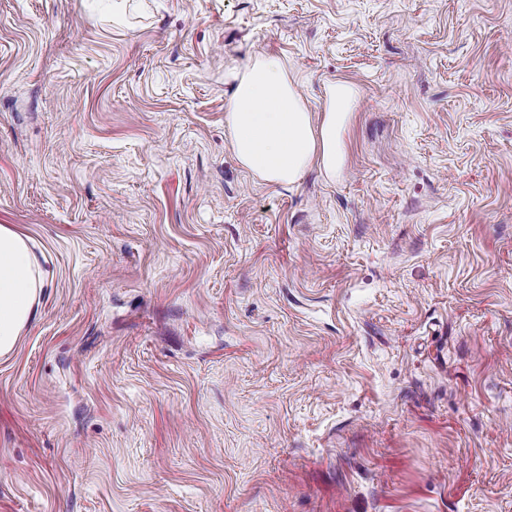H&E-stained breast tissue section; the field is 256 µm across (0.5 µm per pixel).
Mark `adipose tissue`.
I'll use <instances>...</instances> for the list:
<instances>
[{
    "instance_id": "ef3b65f1",
    "label": "adipose tissue",
    "mask_w": 512,
    "mask_h": 512,
    "mask_svg": "<svg viewBox=\"0 0 512 512\" xmlns=\"http://www.w3.org/2000/svg\"><path fill=\"white\" fill-rule=\"evenodd\" d=\"M351 82L329 85L321 123L312 116L279 61L259 58L242 73L228 114L231 145L240 164L261 179L293 184L314 165L335 176L347 149L341 136L356 99ZM46 272L28 238L0 225V356L10 354L38 315Z\"/></svg>"
}]
</instances>
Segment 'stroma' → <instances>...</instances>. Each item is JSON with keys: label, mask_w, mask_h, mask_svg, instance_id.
Returning a JSON list of instances; mask_svg holds the SVG:
<instances>
[{"label": "stroma", "mask_w": 512, "mask_h": 512, "mask_svg": "<svg viewBox=\"0 0 512 512\" xmlns=\"http://www.w3.org/2000/svg\"><path fill=\"white\" fill-rule=\"evenodd\" d=\"M281 62L341 174L235 159ZM0 512H512V0H0ZM47 273L10 224L0 225V356L10 354L27 325L38 315Z\"/></svg>", "instance_id": "obj_1"}]
</instances>
